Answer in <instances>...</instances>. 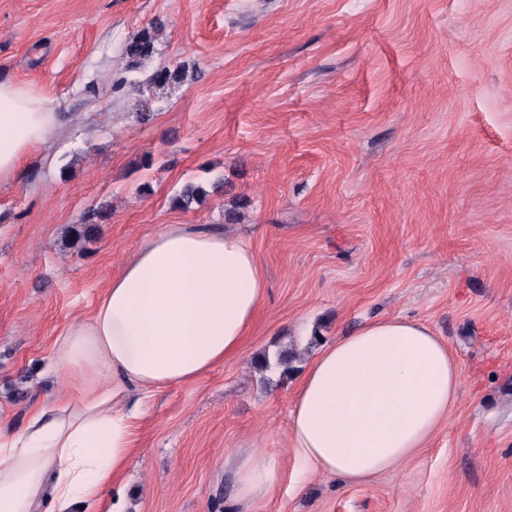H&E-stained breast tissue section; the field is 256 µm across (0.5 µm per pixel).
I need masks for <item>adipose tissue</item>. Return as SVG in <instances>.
Returning a JSON list of instances; mask_svg holds the SVG:
<instances>
[{
  "instance_id": "adipose-tissue-1",
  "label": "adipose tissue",
  "mask_w": 512,
  "mask_h": 512,
  "mask_svg": "<svg viewBox=\"0 0 512 512\" xmlns=\"http://www.w3.org/2000/svg\"><path fill=\"white\" fill-rule=\"evenodd\" d=\"M58 130L41 93L0 81V180L16 179ZM265 298L259 258L221 227L165 224L140 241L92 315L75 317L56 340L54 371L76 395L0 430V512H98L134 453L144 397L240 356ZM461 379L456 356L424 322H364L307 367L291 442L314 472L364 482L439 431ZM276 480L274 466L246 457L237 498H261Z\"/></svg>"
}]
</instances>
